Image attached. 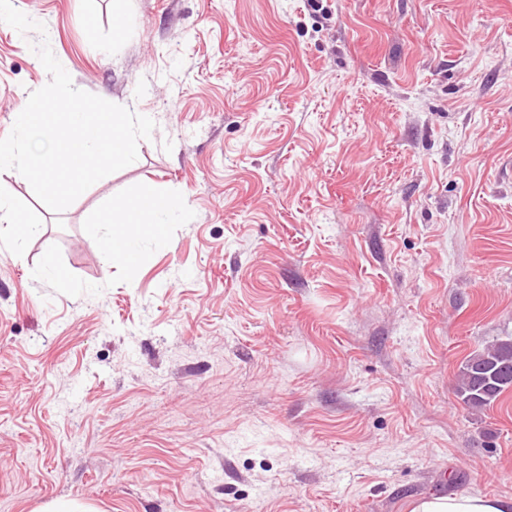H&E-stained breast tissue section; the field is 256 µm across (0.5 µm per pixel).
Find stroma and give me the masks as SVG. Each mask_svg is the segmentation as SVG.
Returning <instances> with one entry per match:
<instances>
[{
	"mask_svg": "<svg viewBox=\"0 0 512 512\" xmlns=\"http://www.w3.org/2000/svg\"><path fill=\"white\" fill-rule=\"evenodd\" d=\"M0 138L51 79L155 122L134 163L0 249V512H409L512 497V393L461 362L512 336V0H19ZM191 220L111 264L100 216ZM53 255L67 285L36 280ZM187 216L179 191L158 194L152 187H143L109 209L103 222L108 228L102 238L103 253L113 264L134 273L145 261L143 242H163L168 224H175L179 217ZM512 390V339L496 342L473 352L462 363L456 396L472 410L491 406ZM512 500L470 494L432 496L415 501L411 512H510Z\"/></svg>",
	"mask_w": 512,
	"mask_h": 512,
	"instance_id": "stroma-1",
	"label": "stroma"
}]
</instances>
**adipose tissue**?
Returning <instances> with one entry per match:
<instances>
[{"label": "adipose tissue", "instance_id": "adipose-tissue-1", "mask_svg": "<svg viewBox=\"0 0 512 512\" xmlns=\"http://www.w3.org/2000/svg\"><path fill=\"white\" fill-rule=\"evenodd\" d=\"M186 214L179 191L159 194L152 187L141 188L109 209L105 219L108 231L102 239L106 258L129 271H137L145 260L143 242H163L169 225ZM411 512H512V500L448 494L417 500Z\"/></svg>", "mask_w": 512, "mask_h": 512}]
</instances>
